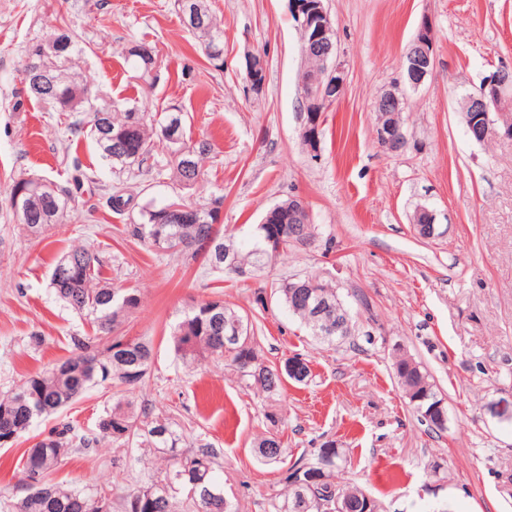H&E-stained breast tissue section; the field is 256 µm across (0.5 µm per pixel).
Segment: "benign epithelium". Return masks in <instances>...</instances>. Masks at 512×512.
<instances>
[{
  "instance_id": "obj_1",
  "label": "benign epithelium",
  "mask_w": 512,
  "mask_h": 512,
  "mask_svg": "<svg viewBox=\"0 0 512 512\" xmlns=\"http://www.w3.org/2000/svg\"><path fill=\"white\" fill-rule=\"evenodd\" d=\"M289 12L301 33V52L304 59L315 61L314 67L301 73L304 88L300 113L303 133L307 134L306 151L316 156L320 153L319 130L324 121L322 107L334 104L345 91L347 73L336 39V31L324 0H289ZM436 64L435 33L432 24L424 19L418 33L409 44L404 55V83H396L384 90L377 102L389 109L385 119L376 125L379 146L391 153L399 154L408 145L404 130L403 112L407 102V90L418 89L434 73ZM267 71L262 55L247 54L246 80L254 90H264L259 85L260 76ZM509 67L501 66L485 78L479 92L461 98L468 121L467 127L492 129L498 139H512V117H505L501 108L508 102ZM26 81L35 91L43 87L41 60L29 58L25 72ZM288 220L302 224L311 223L310 211L303 200L288 199ZM414 228L424 238L435 233V216L424 207L416 209L413 215ZM324 329L338 336L355 333L352 322L324 316Z\"/></svg>"
}]
</instances>
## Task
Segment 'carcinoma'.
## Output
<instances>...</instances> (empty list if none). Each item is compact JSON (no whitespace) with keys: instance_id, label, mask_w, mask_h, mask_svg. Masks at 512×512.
<instances>
[{"instance_id":"cac0c4a2","label":"carcinoma","mask_w":512,"mask_h":512,"mask_svg":"<svg viewBox=\"0 0 512 512\" xmlns=\"http://www.w3.org/2000/svg\"><path fill=\"white\" fill-rule=\"evenodd\" d=\"M192 2L204 17V26L193 30L209 66L224 69V58L206 51L212 42L224 47V33L210 13L206 0H178L184 7ZM72 49L60 55L44 58L43 66L50 77V86L43 95L25 88L29 98L49 107L65 138L83 136L91 139L112 167L130 173L142 168L157 175L170 171L171 178L181 187H196L203 176V163L212 151V144L201 139L190 144L184 139L183 113H168L160 127L150 123L149 113L136 103L117 107L110 99L89 96L91 87L77 64L70 58ZM134 66L147 75L152 69L154 51L146 44L130 48ZM175 127L178 141L173 143V158L169 165L154 157L153 137L157 131ZM73 188L53 185L40 194L21 199L18 210L22 229L30 235H40L48 227L67 220L74 211V192L83 182L93 180L79 161L73 164ZM134 197L118 189L108 202L119 213L133 207ZM224 197L217 196L211 207H199L175 200L179 210L169 213L166 206L146 204L139 209V223L131 234L147 241L155 251L181 254L193 259L201 257L211 268L236 274L250 275L272 263L276 258L307 242L312 224H260L253 246L247 252L237 248L217 227ZM101 260L97 251L76 247L62 255L53 268L50 285L55 294L79 314L92 318L103 348L82 338L75 339L74 353L30 379L20 388L0 395V433L14 437L28 430L34 419L50 416L65 409L88 389L106 383L126 388L130 392L149 374L153 361V346L139 338L127 339L116 335L118 328L138 304L136 290L119 293L101 280ZM312 290L319 292L327 313L344 316L336 288L318 279ZM276 293L288 312L298 319L312 335L333 343L339 337L324 335L319 319L307 299L290 295L288 280L277 286ZM174 351L186 363L198 364L206 359L223 360L248 387H255L272 399L280 391L282 379L304 383L310 376L309 362L296 354L280 365L268 366L259 357L258 343L251 335L248 317L220 300L203 301L184 314L172 333ZM393 368L406 397L414 403L420 415H425L428 402L416 400L421 392L434 396L437 391L420 365L410 358L394 357ZM103 441L148 448H162L170 453V468L166 477L137 485L123 496L124 512H176L177 497L184 489L193 493L196 512H233L218 487L214 464L217 450L209 443L198 445L190 454L179 452L182 436L167 418L148 419L146 408L135 409L125 397L113 403L91 435L79 432L64 423L49 431V437L35 444L39 453L27 448L21 456L25 495L13 504V512H99L101 497L73 487L53 482L49 475L73 452L94 448ZM260 456L268 463H277L284 453L281 439L267 432L256 442ZM347 455L333 440L323 442L312 457L301 465H292L285 477L290 490L285 512H336V504L326 507L316 501L315 489L340 496L347 512H364L366 492L351 483L335 481L336 469L346 466ZM324 470L328 481L314 488L297 484L295 475L301 469Z\"/></svg>"}]
</instances>
